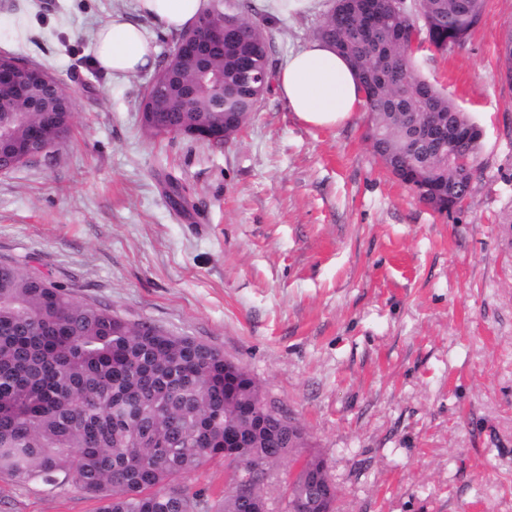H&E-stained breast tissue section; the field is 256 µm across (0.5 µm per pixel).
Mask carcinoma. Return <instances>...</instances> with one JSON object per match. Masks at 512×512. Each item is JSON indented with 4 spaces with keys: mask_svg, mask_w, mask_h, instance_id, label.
<instances>
[{
    "mask_svg": "<svg viewBox=\"0 0 512 512\" xmlns=\"http://www.w3.org/2000/svg\"><path fill=\"white\" fill-rule=\"evenodd\" d=\"M372 3L386 21L363 29ZM390 0H334L317 37L355 67L369 100L373 153L401 182L416 171L439 205L464 200L471 180L447 163L460 147L477 155L476 124L448 94L423 79L410 40L394 32L417 24L439 52L464 45L485 21L475 0H411L400 12ZM272 76L270 40L247 44L226 33L224 46L205 53L206 67L224 72V96L194 67L169 60L148 83L142 120L158 109L166 132L182 134L183 111L210 129L224 112L253 111L258 84L242 76ZM436 112L447 131L468 134L461 144L435 135L421 141L413 161L401 152L410 118ZM74 121L61 81L0 92L3 172L10 173L62 143ZM40 142L14 154L29 130ZM251 456L267 472L293 453L304 472L326 469L316 455L288 448V424L271 417L259 384L224 352L148 322H130L107 306L12 263H0V474L19 484L72 486L101 506L97 512H242L240 476L217 497L193 491L189 477L216 458Z\"/></svg>",
    "mask_w": 512,
    "mask_h": 512,
    "instance_id": "carcinoma-1",
    "label": "carcinoma"
}]
</instances>
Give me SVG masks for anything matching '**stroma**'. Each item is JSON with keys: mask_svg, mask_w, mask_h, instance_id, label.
<instances>
[{"mask_svg": "<svg viewBox=\"0 0 512 512\" xmlns=\"http://www.w3.org/2000/svg\"><path fill=\"white\" fill-rule=\"evenodd\" d=\"M134 5L0 0V51L58 77L75 114L64 144L0 174V262L223 351L301 424L337 512H512V0H485L463 47L416 54L483 130L471 193L447 215L382 167L364 110L308 125L272 87L226 144L148 134L150 74L116 82L90 57L96 27ZM332 5L247 15L279 67ZM96 507L0 477V512Z\"/></svg>", "mask_w": 512, "mask_h": 512, "instance_id": "1", "label": "stroma"}]
</instances>
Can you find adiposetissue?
<instances>
[{"mask_svg":"<svg viewBox=\"0 0 512 512\" xmlns=\"http://www.w3.org/2000/svg\"><path fill=\"white\" fill-rule=\"evenodd\" d=\"M206 0H135L136 18L116 12L92 36L96 66L114 80L154 68L155 49L148 25L177 34L193 27ZM277 89L289 112L309 125L334 126L365 104L349 60L320 40L306 43L279 69Z\"/></svg>","mask_w":512,"mask_h":512,"instance_id":"adipose-tissue-1","label":"adipose tissue"}]
</instances>
